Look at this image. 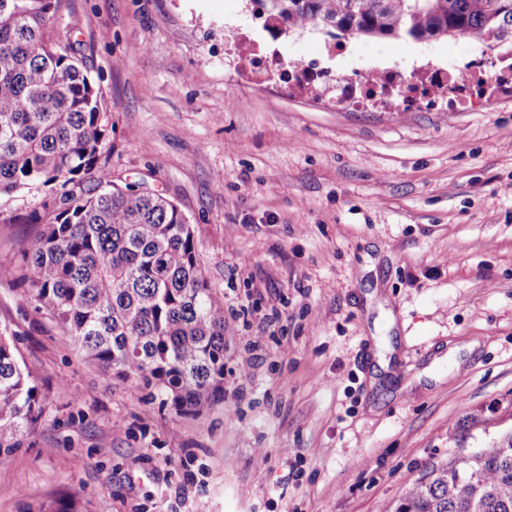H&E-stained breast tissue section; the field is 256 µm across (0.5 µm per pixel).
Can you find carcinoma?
I'll return each instance as SVG.
<instances>
[{"label": "carcinoma", "instance_id": "obj_1", "mask_svg": "<svg viewBox=\"0 0 512 512\" xmlns=\"http://www.w3.org/2000/svg\"><path fill=\"white\" fill-rule=\"evenodd\" d=\"M65 0H0V196L50 189L43 225L0 282L28 285L84 360L154 389L192 415L224 393V303L209 288L192 225L160 194L120 187L103 163L102 93L52 24ZM278 28L341 37L512 43V0H253ZM45 407L8 325L0 324V467ZM36 512H83L59 498ZM392 512H512V432L431 466Z\"/></svg>", "mask_w": 512, "mask_h": 512}]
</instances>
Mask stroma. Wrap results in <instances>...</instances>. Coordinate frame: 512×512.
Returning <instances> with one entry per match:
<instances>
[{
  "instance_id": "35a3bbf8",
  "label": "stroma",
  "mask_w": 512,
  "mask_h": 512,
  "mask_svg": "<svg viewBox=\"0 0 512 512\" xmlns=\"http://www.w3.org/2000/svg\"><path fill=\"white\" fill-rule=\"evenodd\" d=\"M253 0H68L57 37L103 96L115 183L189 218L224 303V396L159 409L88 365L22 285L0 321L45 415L0 467V512L57 497L96 512H388L434 464L512 430V84L455 109H351L255 82L239 33L323 83L500 50L458 37L270 34ZM47 187L0 197V265L35 234ZM456 431L457 443L448 440Z\"/></svg>"
}]
</instances>
